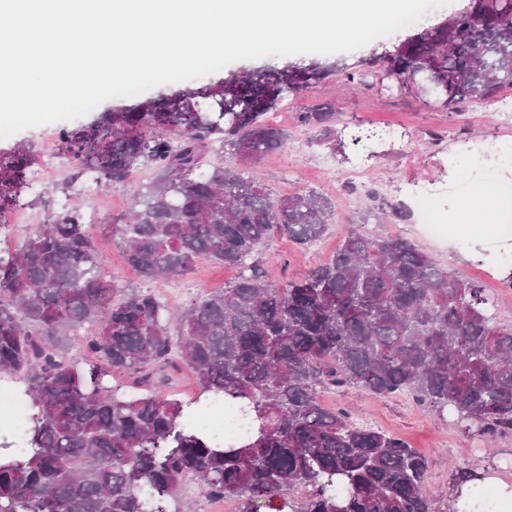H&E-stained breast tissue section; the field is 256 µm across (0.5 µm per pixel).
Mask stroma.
<instances>
[{
    "mask_svg": "<svg viewBox=\"0 0 512 512\" xmlns=\"http://www.w3.org/2000/svg\"><path fill=\"white\" fill-rule=\"evenodd\" d=\"M469 3L447 0L413 24L370 41L368 49L341 52L337 58L353 64L394 49L409 35L444 22ZM125 103V97H111L85 115L0 138V152L21 144L27 147L26 162L33 181L26 194L35 201L26 211H7V223H0V258L11 257L47 212L90 207L91 201L81 189L67 194L54 190L69 174L57 134L64 128L88 124L100 112ZM324 104L332 107L334 116L329 126L342 140L343 150L326 145L321 128L300 122L304 109ZM266 119L287 132L281 148L255 162L241 160L215 145L207 152L208 162L246 177L260 175L275 197L315 190L334 202L330 226L322 240L302 249L291 240L277 238L262 249L259 267L266 278L277 284L296 278L328 260L349 234L386 233L409 240L452 277L486 288L498 321L512 323V288L503 285L512 275V231L479 234L474 225L449 221L455 202L469 196L476 185L496 184L512 191V180L503 172L504 165L512 162V87L490 101L466 102L450 112L395 88L348 89L343 76L335 73L288 96L267 113ZM357 135L363 142L356 147L352 140ZM155 177L154 169L142 166L127 182L100 188L101 222L93 228L94 244L109 275L126 290L147 289L160 296L175 320L192 298L227 286L236 272L205 261L188 276L146 282L127 265L104 219L127 213L142 186ZM423 198L432 200V214L420 209ZM474 249L487 254V261L472 260L470 252ZM320 399L330 407L351 408L365 422L406 440L427 456L432 462L427 487L441 510L454 495L452 475L456 468L482 473L486 481L481 488L491 497L496 494V481L512 483V435L490 440L464 432L453 416L421 406L409 395L379 397L344 386L323 390Z\"/></svg>",
    "mask_w": 512,
    "mask_h": 512,
    "instance_id": "35a3bbf8",
    "label": "stroma"
}]
</instances>
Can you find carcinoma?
<instances>
[{"mask_svg":"<svg viewBox=\"0 0 512 512\" xmlns=\"http://www.w3.org/2000/svg\"><path fill=\"white\" fill-rule=\"evenodd\" d=\"M371 67L253 70L232 78V102L224 80L59 131L70 174L57 191L156 170L109 225L141 278L181 277L202 260L238 276L193 300L173 334L160 297L127 294L102 270L81 210L52 211L30 230L0 264V376L28 399L21 447L4 445L11 460L0 461V512H178L172 503L190 483L238 501L239 512H438L428 459L345 408L323 407V387L410 393L467 432L512 434V324L496 321L486 289L402 237L360 233L304 275L269 283L257 249L279 237L312 245L332 200L313 191L274 199L256 177L205 165L214 142L244 160L280 148L285 133L264 115L285 94L333 70L361 86L378 77ZM416 69L448 83L450 106L512 86V0H479L412 36L383 67L403 82ZM25 152L0 154V211L35 205L22 197ZM93 324L81 363L62 339ZM183 366L195 402L223 401L247 423L243 439L186 423L194 410L160 390ZM115 373L135 393L109 385ZM459 498L449 512L488 508L477 494Z\"/></svg>","mask_w":512,"mask_h":512,"instance_id":"obj_1","label":"carcinoma"}]
</instances>
